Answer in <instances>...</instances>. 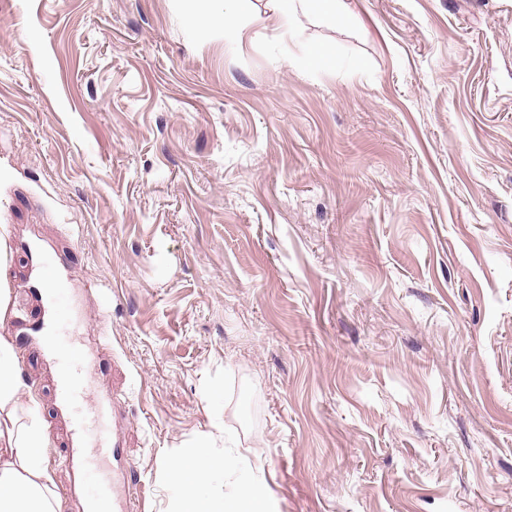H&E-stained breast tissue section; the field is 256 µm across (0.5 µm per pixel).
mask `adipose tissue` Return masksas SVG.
Wrapping results in <instances>:
<instances>
[{
	"label": "adipose tissue",
	"instance_id": "1",
	"mask_svg": "<svg viewBox=\"0 0 512 512\" xmlns=\"http://www.w3.org/2000/svg\"><path fill=\"white\" fill-rule=\"evenodd\" d=\"M237 2L224 0V9L219 12L210 7L209 0H195L190 12L193 29L201 34L220 28L225 35H234ZM301 15L344 24L351 19L345 0H277L269 20L289 27ZM22 387L13 341L0 334V411L15 406ZM49 447L36 406H28L24 418L0 419V512H59L48 466ZM259 467V458L228 453L219 456L204 444L183 449L168 472L175 492V512H270L267 491L255 476ZM229 474L233 483L215 490L214 482Z\"/></svg>",
	"mask_w": 512,
	"mask_h": 512
}]
</instances>
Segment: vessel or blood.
I'll return each instance as SVG.
<instances>
[{"instance_id": "vessel-or-blood-1", "label": "vessel or blood", "mask_w": 512, "mask_h": 512, "mask_svg": "<svg viewBox=\"0 0 512 512\" xmlns=\"http://www.w3.org/2000/svg\"><path fill=\"white\" fill-rule=\"evenodd\" d=\"M38 277L47 285L40 296L43 309L49 317L42 341L58 368L60 401L70 410L68 424L75 439L74 455L83 478L84 512H127L118 488L136 481L135 470L129 468L124 474L105 476L98 461L109 456L111 449L103 441L101 419H92L71 410L72 405L83 399L85 394L83 371L87 359L80 343L64 334L65 329L74 321L65 277L57 264L47 256L40 261Z\"/></svg>"}]
</instances>
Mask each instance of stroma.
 I'll return each mask as SVG.
<instances>
[{
    "label": "stroma",
    "instance_id": "35a3bbf8",
    "mask_svg": "<svg viewBox=\"0 0 512 512\" xmlns=\"http://www.w3.org/2000/svg\"><path fill=\"white\" fill-rule=\"evenodd\" d=\"M346 2L291 33L240 0L235 39L187 0H0V333L60 512L45 251L137 512L203 439L273 512H512V0Z\"/></svg>",
    "mask_w": 512,
    "mask_h": 512
}]
</instances>
